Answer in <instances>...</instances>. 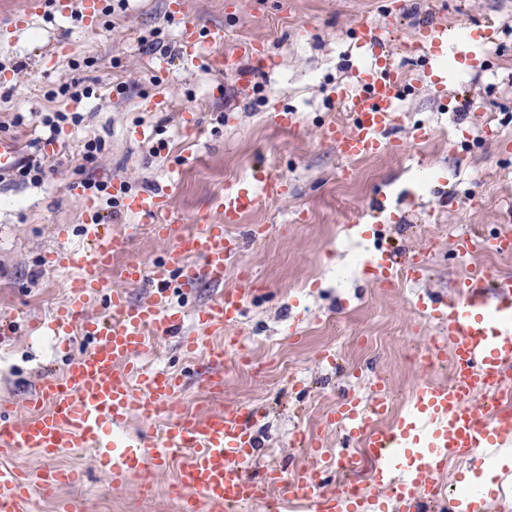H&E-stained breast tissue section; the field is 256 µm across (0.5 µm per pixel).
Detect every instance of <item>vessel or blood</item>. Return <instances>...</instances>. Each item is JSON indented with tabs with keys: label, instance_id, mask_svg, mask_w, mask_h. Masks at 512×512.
I'll use <instances>...</instances> for the list:
<instances>
[{
	"label": "vessel or blood",
	"instance_id": "1",
	"mask_svg": "<svg viewBox=\"0 0 512 512\" xmlns=\"http://www.w3.org/2000/svg\"><path fill=\"white\" fill-rule=\"evenodd\" d=\"M176 14L182 25L180 51L190 59H204L216 70H234L239 57L263 58L264 44L244 43L238 58L206 56L203 43L223 42L224 30L210 28L200 34L196 20L184 9ZM446 26L430 22L416 31L407 53L428 57L441 47ZM360 38L370 51L379 53V65L363 72L362 88L342 95L351 127L329 123L322 138L335 145L347 160L383 150L400 149L389 136L396 118L397 103L406 86L399 65L382 52L378 26L365 23ZM263 193L232 189L217 199L215 207L222 223L200 224L187 234L177 233L175 217L169 213L165 191L149 190L125 195L114 184L113 195L131 213L153 220L163 238H175L166 257L149 265L129 263L123 271L128 284L149 282L148 300L134 303L125 289L106 284L104 271L120 244L118 235L102 229L101 217L91 199L83 205L88 224L96 230L90 253L59 249L49 256L52 266L75 270L68 284V298L52 316L49 329L59 336L78 332L89 340L86 352L68 359L61 374L45 376L29 404V417L18 418L16 409L0 405V453L31 452L49 462L37 472H21L0 466V512H32L39 497H52L60 488L85 482L84 472L52 466V459L81 448L95 454L107 469L113 484L120 485L133 469H164L172 454L181 453L183 481L174 495L180 512H225L226 508L263 499L272 487L289 489L295 499L311 502L313 512H363L369 491L347 488L335 493L323 488L326 465L315 461L308 469L288 471L284 464L260 466L257 425L263 411L235 406L203 417L174 416L182 391V377L161 369H146L137 362L153 341L164 336L180 337L183 348H196L206 336L223 335L239 322L244 310V293L228 290L198 314L200 335L182 333V317L169 299L172 284L197 288L202 278L214 282L224 278V264L236 250L224 236V227L238 223L242 212L263 207L283 194L279 175L260 178ZM455 247L468 255L479 249L512 255V230L482 237L456 239ZM494 288L496 302L483 299L484 288ZM452 299L420 297L417 306L442 329L428 345L426 361H436L443 351L453 353L448 382L424 380L412 390L409 407L393 428L381 427L380 419L392 409L382 387H375L367 403L345 399L337 405L329 422L345 441H357L378 459L377 485L397 477L396 500L403 512H439L441 488L437 477L449 460L470 455L512 439V416L487 412V397L503 393L512 381V277L489 280L483 273L464 278ZM102 298L109 314L90 318L85 314L89 300ZM144 421H165L162 430L127 441L124 447H107L106 425L129 415Z\"/></svg>",
	"mask_w": 512,
	"mask_h": 512
}]
</instances>
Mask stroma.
Returning a JSON list of instances; mask_svg holds the SVG:
<instances>
[{
    "mask_svg": "<svg viewBox=\"0 0 512 512\" xmlns=\"http://www.w3.org/2000/svg\"><path fill=\"white\" fill-rule=\"evenodd\" d=\"M166 2L102 0L90 30L73 12L50 6L15 29L8 20L27 0H0V63L10 69L0 82V137L12 139L20 156L38 160L49 135L42 113L83 117L58 135L63 162L43 181L0 177V317L14 319L0 336V404L26 417L25 403L42 377L61 372L88 347L81 336L45 328L71 278L49 264V254L90 245L74 193L84 178L78 165L85 140L105 143L96 180L123 181L132 193L165 189L171 212L188 230L204 217L219 220L215 199L230 188L257 187L255 171L271 166L286 192L228 227L240 249L223 282L171 291L190 335L200 331L199 311L220 292L247 295L244 316L221 340L229 348L223 393H204L213 339L191 355L177 338H162L139 361L183 373L176 414L239 404L266 410L262 461L287 460L301 470L313 457L295 445L293 432L338 448L341 434L327 417L342 394L363 402L383 382L391 425L416 383L450 377V356L432 370L418 360L439 326L413 301L422 293L453 297L474 265L455 252V239L495 234L512 220V164L499 149L500 141H512V0H184L200 30L223 27L215 53L235 52L249 40L264 43L265 60L244 58L238 70L223 73L178 55L181 27ZM436 19L448 26L455 71L441 55L424 60L405 53L417 29ZM487 20L493 30L484 48L474 28ZM365 21L385 29L387 48L406 76L393 131L402 147L348 161L320 130L352 122L337 94L375 65L357 35ZM153 32L160 46L149 51L139 40ZM73 78L90 84L92 96L78 103L47 99L50 89ZM277 111L292 113L295 127L276 124ZM421 126L429 128L428 140L414 138ZM93 200L123 237L107 280L126 287L131 301L146 300L149 284L124 286L118 270L132 258L148 263L170 254L172 241L123 207H110L107 193ZM387 249L421 253L422 278L376 282L366 261ZM56 464L89 475L67 492L76 512H177L169 491L178 462L162 472L131 471L121 486L84 451Z\"/></svg>",
    "mask_w": 512,
    "mask_h": 512,
    "instance_id": "stroma-1",
    "label": "stroma"
}]
</instances>
